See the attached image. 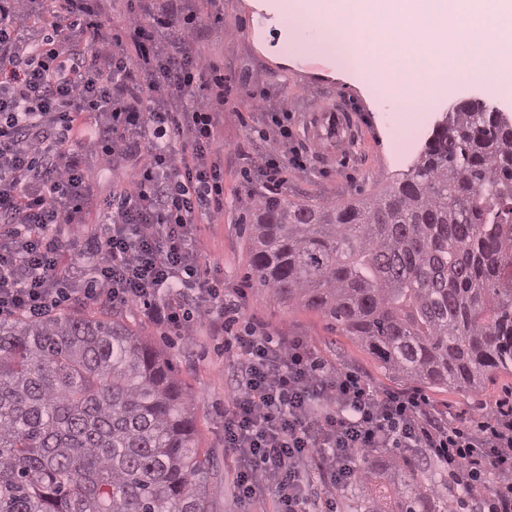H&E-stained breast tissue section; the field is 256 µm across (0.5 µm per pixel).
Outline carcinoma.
Wrapping results in <instances>:
<instances>
[{
    "instance_id": "1",
    "label": "carcinoma",
    "mask_w": 512,
    "mask_h": 512,
    "mask_svg": "<svg viewBox=\"0 0 512 512\" xmlns=\"http://www.w3.org/2000/svg\"><path fill=\"white\" fill-rule=\"evenodd\" d=\"M249 278L336 321L403 382L512 369V123L479 100L371 200L245 210ZM358 512H455L411 456ZM210 459L171 363L115 320L0 319V512H209Z\"/></svg>"
}]
</instances>
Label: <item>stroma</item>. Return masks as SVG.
<instances>
[{
  "label": "stroma",
  "mask_w": 512,
  "mask_h": 512,
  "mask_svg": "<svg viewBox=\"0 0 512 512\" xmlns=\"http://www.w3.org/2000/svg\"><path fill=\"white\" fill-rule=\"evenodd\" d=\"M223 7V23L212 27L198 48L223 64L229 87L224 105V214L214 223L199 226L198 241L213 274L231 287L247 280L249 241L241 217L248 193L263 190L255 167L265 150L259 133L268 113L277 111L280 104L288 106L290 131L280 198L310 204L369 198L389 189L412 164L397 162L392 154L393 129L404 120L396 102L378 98L373 85L338 74L328 59L315 53L284 59L261 51L252 37L257 12L249 0H223ZM256 97L264 98L265 111L252 110ZM474 99L496 106L512 120V96L481 82L462 80L452 86L450 94L421 100V137L431 135L448 108ZM247 294L249 305L240 325L258 319L271 334L307 337L330 365L360 372L373 393L406 390V383L388 377L368 351L320 312L283 304L253 287H248ZM58 312L72 317L120 318L171 360L192 398L199 446L217 470L210 489V512H239L233 498L237 462L224 448V406L229 391L223 340L209 336L202 327L193 338L177 336L141 312L124 308L66 304ZM511 393L512 374L499 373L478 394L448 388L428 389L424 395L453 421Z\"/></svg>",
  "instance_id": "obj_1"
}]
</instances>
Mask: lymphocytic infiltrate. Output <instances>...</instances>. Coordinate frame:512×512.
Wrapping results in <instances>:
<instances>
[{
	"mask_svg": "<svg viewBox=\"0 0 512 512\" xmlns=\"http://www.w3.org/2000/svg\"><path fill=\"white\" fill-rule=\"evenodd\" d=\"M104 2L0 0V316L92 302L223 338L224 445L251 512H336L354 455L375 448L422 449L464 489L495 475L476 512H512V405L452 424L419 393L373 394L304 337L236 330L247 292L211 277L197 245L224 213V68L198 49L220 0H126L111 32ZM264 142L257 170L275 194L287 110ZM93 158L126 174L108 198L86 178Z\"/></svg>",
	"mask_w": 512,
	"mask_h": 512,
	"instance_id": "obj_1",
	"label": "lymphocytic infiltrate"
}]
</instances>
